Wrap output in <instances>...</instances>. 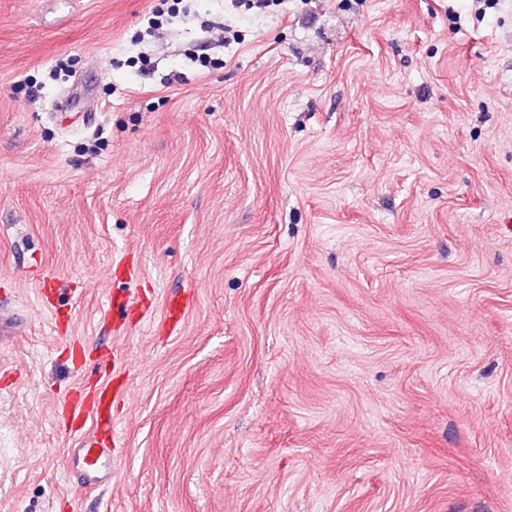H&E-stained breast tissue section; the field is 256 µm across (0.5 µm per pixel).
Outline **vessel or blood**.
Wrapping results in <instances>:
<instances>
[{"label":"vessel or blood","instance_id":"obj_1","mask_svg":"<svg viewBox=\"0 0 512 512\" xmlns=\"http://www.w3.org/2000/svg\"><path fill=\"white\" fill-rule=\"evenodd\" d=\"M124 389V382L113 379L97 387L93 399H85L81 392L66 396L64 405L73 419L92 417L95 432L85 442L86 479L94 485L112 477V449L106 439H117L112 425V402Z\"/></svg>","mask_w":512,"mask_h":512}]
</instances>
